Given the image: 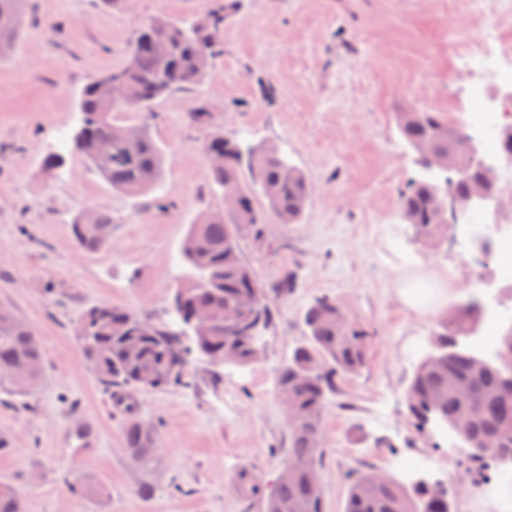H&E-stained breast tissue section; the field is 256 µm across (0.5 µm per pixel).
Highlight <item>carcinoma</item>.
I'll use <instances>...</instances> for the list:
<instances>
[{
	"label": "carcinoma",
	"mask_w": 512,
	"mask_h": 512,
	"mask_svg": "<svg viewBox=\"0 0 512 512\" xmlns=\"http://www.w3.org/2000/svg\"><path fill=\"white\" fill-rule=\"evenodd\" d=\"M239 0L207 5L187 24L159 16L150 21L131 44L127 62L88 83L78 98L85 122L82 135L70 138V150L81 155L112 187L136 197L151 193L161 182L166 153L149 125L154 103L175 90L201 83L224 54V21ZM26 0H0V60L9 56L19 39ZM424 122L411 121V113H397L402 137L428 140L434 149L453 160L455 141L466 130L448 123L436 112L422 113ZM208 155H224L220 166L209 167V190L221 205L189 225L180 254L191 272L179 285L181 298L169 314L178 321L197 310L208 323L197 339L198 351L209 359L224 357V364L248 366L254 348L273 321L270 296L285 297L295 287L291 273L265 291L242 256L248 237L266 239L267 224H296L312 196L304 173L288 161L279 146L243 147L220 131H210L202 144ZM264 200V209L254 196ZM402 218L415 219L418 236L431 243L448 233V225L434 218L435 201L428 182H412L399 198ZM76 247L82 252L107 248L112 240V213L105 209L76 212L70 222ZM481 318L474 300L462 304L436 324L433 341L439 364L429 366L422 355L414 365L405 390L409 420L417 427L432 416L443 426L467 419L471 440L494 441L473 456L478 462L495 461L512 450V394L502 393L512 376V341L501 336L495 360L479 366V351L459 344L454 325ZM305 340L297 345L275 377L276 394L288 421V458L270 488L258 478L243 483V494L264 499L266 512H324L321 477L323 413L328 395L339 382L357 374L366 364L371 333L356 318L345 317L336 301L323 295L304 311ZM87 360L107 387L158 389L190 388L194 379L182 361V335L155 323L147 312L132 313L103 303L87 309L77 326ZM44 355L34 329L12 308L0 304V389L23 397L43 379ZM124 441L131 463L151 465L155 458V429L136 412L128 413ZM82 498H103L106 488L82 477L70 486ZM0 512H25L19 490L0 483ZM343 512H452L448 494L439 495L417 481L363 472L350 482Z\"/></svg>",
	"instance_id": "carcinoma-1"
}]
</instances>
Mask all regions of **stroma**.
Masks as SVG:
<instances>
[{
  "mask_svg": "<svg viewBox=\"0 0 512 512\" xmlns=\"http://www.w3.org/2000/svg\"><path fill=\"white\" fill-rule=\"evenodd\" d=\"M207 2L27 0L22 34L0 60V304L35 329L45 361L31 394L0 393V436L10 441L0 482L22 492L26 512H265L263 500L242 494L239 476L268 483L280 472L288 422L276 369L304 338L303 312L327 295L371 338L366 366L339 383L324 412L325 512H343L351 474L405 481L417 464L444 480L454 512H491L461 443L428 437L407 416L404 392L438 316L409 311L396 286L437 274L453 288V305L480 300L485 336L512 325V288L489 287L502 261L481 255L468 229L449 226L447 241L430 245L401 218L399 192L421 171L396 114L438 112L464 125L469 65L489 31L512 49V12L472 0H242L224 24L212 74L154 106L152 132L167 157L160 184L141 197L114 192L69 152L78 92L125 64L146 23L191 20ZM201 106L213 128L241 144L279 145L313 196L299 223L269 224L267 243L242 242L264 287L288 272L296 278L275 304L260 362L218 367L193 354V387L126 389L157 432L155 460L141 469L127 458V415L83 356L76 327L100 303L170 323L171 296L188 272L181 243L217 205L201 150L206 131L186 120ZM49 152L66 156L52 174L41 166ZM82 208L111 211L108 248L75 246L70 220ZM88 417L98 437L81 448L71 431ZM85 474L108 488L106 498L69 493ZM144 485L151 499L140 497Z\"/></svg>",
  "mask_w": 512,
  "mask_h": 512,
  "instance_id": "1",
  "label": "stroma"
}]
</instances>
